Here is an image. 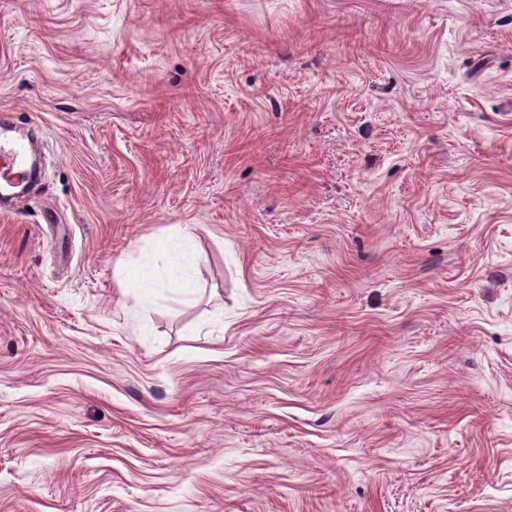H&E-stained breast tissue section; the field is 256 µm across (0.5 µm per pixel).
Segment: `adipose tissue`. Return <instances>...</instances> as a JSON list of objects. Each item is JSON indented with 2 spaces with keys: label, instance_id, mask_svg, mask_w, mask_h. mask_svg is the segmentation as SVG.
<instances>
[{
  "label": "adipose tissue",
  "instance_id": "ef3b65f1",
  "mask_svg": "<svg viewBox=\"0 0 512 512\" xmlns=\"http://www.w3.org/2000/svg\"><path fill=\"white\" fill-rule=\"evenodd\" d=\"M196 266L195 236L180 226L163 250L150 252L137 265L125 267V284L150 302L166 299L171 291L186 298L195 286Z\"/></svg>",
  "mask_w": 512,
  "mask_h": 512
}]
</instances>
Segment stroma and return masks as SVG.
Returning a JSON list of instances; mask_svg holds the SVG:
<instances>
[{
    "label": "stroma",
    "mask_w": 512,
    "mask_h": 512,
    "mask_svg": "<svg viewBox=\"0 0 512 512\" xmlns=\"http://www.w3.org/2000/svg\"><path fill=\"white\" fill-rule=\"evenodd\" d=\"M1 114L0 512H512V0H0ZM28 163L27 146L18 141H2L0 139V175L8 180L18 174L15 169L23 170ZM177 226L163 250L150 252L136 266L124 269L126 287L136 288L148 302L166 299V293L174 288L180 297L188 299L194 289L198 259L195 236L187 226Z\"/></svg>",
    "instance_id": "1"
}]
</instances>
